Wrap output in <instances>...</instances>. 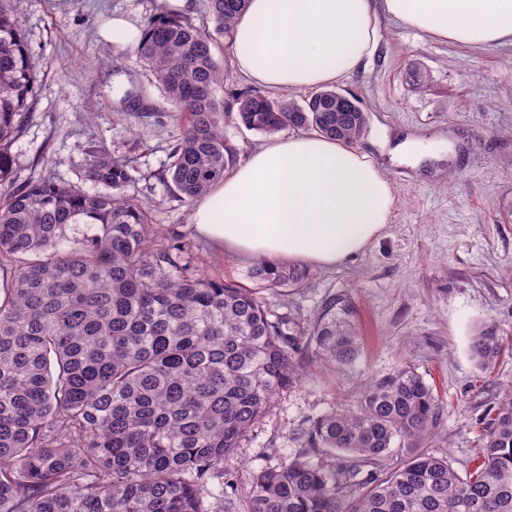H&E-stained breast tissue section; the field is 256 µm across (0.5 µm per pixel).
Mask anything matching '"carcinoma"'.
<instances>
[{"label":"carcinoma","mask_w":512,"mask_h":512,"mask_svg":"<svg viewBox=\"0 0 512 512\" xmlns=\"http://www.w3.org/2000/svg\"><path fill=\"white\" fill-rule=\"evenodd\" d=\"M0 0V512H224V457L298 373L310 347L338 366L356 356L335 303L303 339L271 318L255 288L188 273V247L158 243L129 162L87 150L88 193L51 178L19 181L11 146L35 109L36 74L23 0ZM247 0H208L214 30L150 15L136 53L177 113L166 181L193 201L224 178V72L213 32L229 33ZM248 130L286 127L350 144L364 109L336 91L304 103L250 89L234 101ZM85 229H79V226ZM252 278L296 287L303 267L261 261ZM496 326L472 336L488 369ZM439 398L408 363L368 380L352 407L314 421L306 447L256 472L247 512H512V389L485 427L465 477L418 452L388 469L394 442L415 448L439 420Z\"/></svg>","instance_id":"cac0c4a2"}]
</instances>
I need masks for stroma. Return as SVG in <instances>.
Masks as SVG:
<instances>
[{
  "label": "stroma",
  "mask_w": 512,
  "mask_h": 512,
  "mask_svg": "<svg viewBox=\"0 0 512 512\" xmlns=\"http://www.w3.org/2000/svg\"><path fill=\"white\" fill-rule=\"evenodd\" d=\"M157 11L156 0H25L36 105L12 146L15 171L96 193L99 185L82 178L88 146L126 157L158 241L180 236L192 251V272L255 287L254 260L224 256L199 239L192 203L163 179L178 117L135 49L98 35L112 15L139 24ZM335 88L364 108L354 146L380 166L396 202L363 254L333 268L310 267L301 287L262 290L271 312L302 330L335 303L360 341L344 372L316 351L300 355L301 375L224 459L236 487L232 512H245L255 471L303 448L302 428L343 412L360 383L400 363L415 366L440 398L439 421L420 451L447 458L462 475L472 471L484 423L512 386V45L471 47L384 17L374 56ZM131 89L145 113L129 110ZM405 142L437 145L440 155L409 165L394 154ZM485 324L503 338L487 371L469 351Z\"/></svg>",
  "instance_id": "35a3bbf8"
}]
</instances>
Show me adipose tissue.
<instances>
[{
    "label": "adipose tissue",
    "mask_w": 512,
    "mask_h": 512,
    "mask_svg": "<svg viewBox=\"0 0 512 512\" xmlns=\"http://www.w3.org/2000/svg\"><path fill=\"white\" fill-rule=\"evenodd\" d=\"M383 14L460 44L512 45V0H248L234 24V67L271 90L333 85L372 58ZM394 203L366 154L303 133L225 173L195 200L193 224L227 255L333 267L365 252Z\"/></svg>",
    "instance_id": "1"
}]
</instances>
